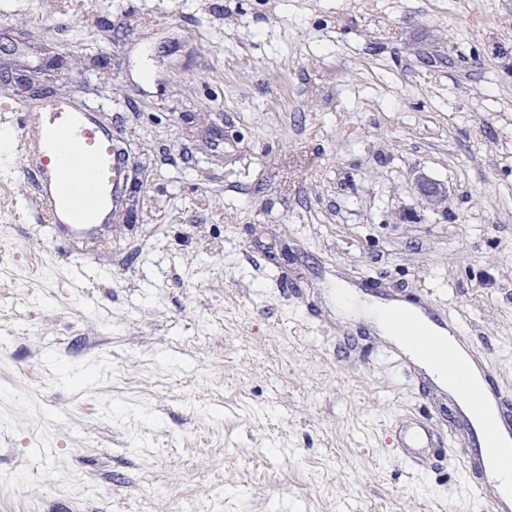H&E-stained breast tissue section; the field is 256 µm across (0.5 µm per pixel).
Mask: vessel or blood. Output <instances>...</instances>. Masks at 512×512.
Listing matches in <instances>:
<instances>
[{
	"label": "vessel or blood",
	"instance_id": "b4317fda",
	"mask_svg": "<svg viewBox=\"0 0 512 512\" xmlns=\"http://www.w3.org/2000/svg\"><path fill=\"white\" fill-rule=\"evenodd\" d=\"M29 109L40 112L41 124L26 135L23 150L34 165L25 168L38 211L52 229L78 235L93 224L109 223L112 206L126 191L125 158L117 149L120 131L102 125L94 108L77 106L69 97L36 99ZM389 322L405 319L428 323L448 342L449 372L456 384L443 383L430 367L434 355L427 340L392 345L400 367L413 371L427 389L448 395L451 432L462 434V471L469 479L482 512H512V401L505 398L496 376L448 314L416 303L390 298L380 304ZM439 442L436 429L423 420L402 423L398 451L419 463Z\"/></svg>",
	"mask_w": 512,
	"mask_h": 512
}]
</instances>
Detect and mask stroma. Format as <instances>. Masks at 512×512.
<instances>
[{
  "label": "stroma",
  "instance_id": "35a3bbf8",
  "mask_svg": "<svg viewBox=\"0 0 512 512\" xmlns=\"http://www.w3.org/2000/svg\"><path fill=\"white\" fill-rule=\"evenodd\" d=\"M15 41L143 187L60 245L0 155V512H474L394 450L443 399L328 292L426 298L512 399V0H0ZM416 189L421 198L433 207L447 201L446 188L423 174L416 178Z\"/></svg>",
  "mask_w": 512,
  "mask_h": 512
}]
</instances>
